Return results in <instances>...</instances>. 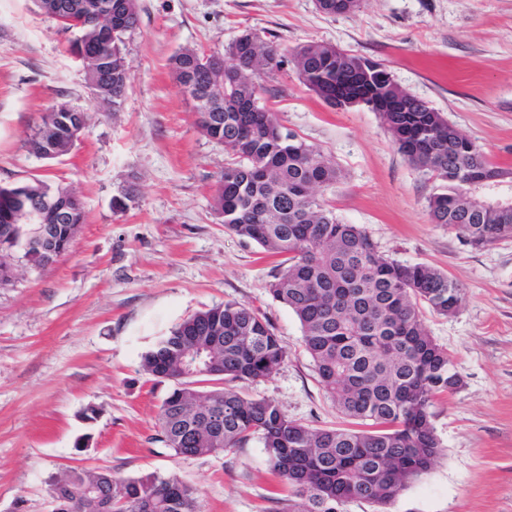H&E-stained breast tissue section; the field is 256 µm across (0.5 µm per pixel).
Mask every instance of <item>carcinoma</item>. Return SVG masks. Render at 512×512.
Masks as SVG:
<instances>
[{
  "label": "carcinoma",
  "instance_id": "cac0c4a2",
  "mask_svg": "<svg viewBox=\"0 0 512 512\" xmlns=\"http://www.w3.org/2000/svg\"><path fill=\"white\" fill-rule=\"evenodd\" d=\"M42 14L57 21L93 18L112 8V36L94 28L86 41L100 53L84 65L97 98L117 112L128 87L126 35L139 25L137 0H37ZM328 15L349 13L357 0H316ZM303 83L332 109L351 100L379 112L398 150L435 182L427 208L434 224H446L475 247L512 237V207L476 204L471 184L512 170L490 162L427 102L406 92L376 107L382 81L367 74L362 58L336 47L307 43L293 54ZM280 63L276 45L245 31L226 54L181 49L170 59L179 90L192 85L200 103L197 126L224 146V165L214 210L224 227L287 256L288 266L273 275L274 300L297 317L302 342L326 395L346 416L370 429H321L286 416L267 399H252L236 384L271 376L286 351L257 309L228 301L196 312L175 326L142 357L155 381L175 387L158 414L159 441L177 455H208L242 448L253 438L263 445L272 469L291 487L288 512H340L350 501L390 504L439 454L432 407L442 394L457 391L460 379L445 349L428 334L421 306L448 316L458 309L462 288L423 263L403 264L379 253L365 230L339 220L323 198L339 179L336 164L314 145L283 130L275 113L260 104L264 85ZM58 123L43 113L26 146L56 159L76 142L57 133ZM30 191L51 197L66 210L58 220L38 209L31 224H56L55 248L74 243L71 225L85 223L82 202L70 189L35 179ZM210 350L224 375L183 377L182 355L189 347ZM209 414L224 415L218 441L200 428L199 401ZM112 486V512H201L196 489L175 476L125 478L110 469H66L51 481L59 512H92L94 493Z\"/></svg>",
  "mask_w": 512,
  "mask_h": 512
}]
</instances>
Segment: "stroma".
I'll list each match as a JSON object with an SVG mask.
<instances>
[{"label":"stroma","mask_w":512,"mask_h":512,"mask_svg":"<svg viewBox=\"0 0 512 512\" xmlns=\"http://www.w3.org/2000/svg\"><path fill=\"white\" fill-rule=\"evenodd\" d=\"M138 5L115 112L69 53L73 33L36 0H0V185L67 186L86 214L67 254L39 267L15 252L18 275L0 285V512H49V480L69 467L177 476L196 488L202 512H287L288 487L259 441L178 456L158 439L172 385L150 381L141 359L183 319L227 301L264 313L287 353L245 394L312 427L361 430L326 396L297 317L268 291L277 258L215 213L228 157L200 132L172 78L176 51L220 54L246 30L281 50L266 105L342 172L328 194L337 217L364 228L387 257L429 264L463 290L454 314L424 315L462 380L433 408L440 455L386 512H512V238L474 247L432 223L433 184L377 113L330 109L292 61L311 42L375 61L512 168V0H362L340 15L315 0ZM59 103L86 112L89 127L69 155L37 158L25 141ZM90 408L96 420H86Z\"/></svg>","instance_id":"1"}]
</instances>
